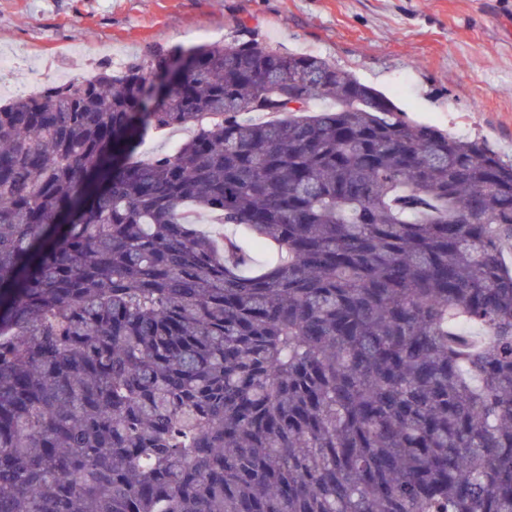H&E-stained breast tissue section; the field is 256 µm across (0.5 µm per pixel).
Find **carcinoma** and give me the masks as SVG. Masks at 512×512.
<instances>
[{
  "label": "carcinoma",
  "instance_id": "1",
  "mask_svg": "<svg viewBox=\"0 0 512 512\" xmlns=\"http://www.w3.org/2000/svg\"><path fill=\"white\" fill-rule=\"evenodd\" d=\"M183 57L153 112L161 51L0 104V512H512V163ZM192 133V129L183 128L170 130L163 135L148 137L139 150L144 156L170 153L174 150L173 144H181L187 140Z\"/></svg>",
  "mask_w": 512,
  "mask_h": 512
}]
</instances>
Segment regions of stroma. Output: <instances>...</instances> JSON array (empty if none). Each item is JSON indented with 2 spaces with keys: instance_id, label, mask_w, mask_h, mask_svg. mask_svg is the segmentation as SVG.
<instances>
[{
  "instance_id": "1",
  "label": "stroma",
  "mask_w": 512,
  "mask_h": 512,
  "mask_svg": "<svg viewBox=\"0 0 512 512\" xmlns=\"http://www.w3.org/2000/svg\"><path fill=\"white\" fill-rule=\"evenodd\" d=\"M251 37L328 58L410 120L512 160V0H0V60L34 92L152 47Z\"/></svg>"
}]
</instances>
